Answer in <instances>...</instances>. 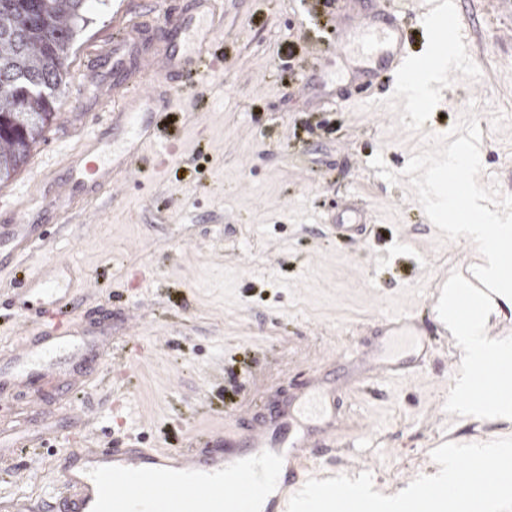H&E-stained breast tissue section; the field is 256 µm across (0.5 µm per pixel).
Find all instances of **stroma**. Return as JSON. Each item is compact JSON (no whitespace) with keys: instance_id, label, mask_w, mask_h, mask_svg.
Returning a JSON list of instances; mask_svg holds the SVG:
<instances>
[{"instance_id":"35a3bbf8","label":"stroma","mask_w":512,"mask_h":512,"mask_svg":"<svg viewBox=\"0 0 512 512\" xmlns=\"http://www.w3.org/2000/svg\"><path fill=\"white\" fill-rule=\"evenodd\" d=\"M402 9L412 64L434 58L421 0H223L212 50L224 69L177 85L178 111L152 116L175 155L120 173L112 198L77 200L69 222L37 214L51 235L22 266L64 259L75 271L71 322L101 348L0 400V431L17 443L0 457V512L28 499L59 512L69 448L121 442L193 446L238 433L270 414L309 377L340 388L336 448L311 462L382 494L434 485L441 465L486 474L503 492L498 449L512 444V401L465 394L470 367L442 321L437 283L475 266L477 249L447 240L403 170L424 135L462 115L446 101L409 109L396 75L375 85L329 41L361 21ZM137 0H98L69 61L56 115L26 164L0 183L10 212L45 177L63 182L65 158L93 131L118 75L114 33ZM469 62L446 91L481 118L480 184L512 189V15L500 0H463ZM399 173L389 183L375 154ZM355 203L371 225L336 235V213ZM419 320L436 336L431 361L393 383L359 377V355L386 321Z\"/></svg>"}]
</instances>
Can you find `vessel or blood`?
I'll return each instance as SVG.
<instances>
[{
    "label": "vessel or blood",
    "instance_id": "1",
    "mask_svg": "<svg viewBox=\"0 0 512 512\" xmlns=\"http://www.w3.org/2000/svg\"><path fill=\"white\" fill-rule=\"evenodd\" d=\"M219 4L220 0H194L191 7L171 11L169 23L161 29L166 50L160 72L141 74L133 91H118L103 102V128L88 133L71 153L66 184L40 186L19 205L13 223L0 225V280L11 281L10 306L28 318L43 316L49 305L58 317L37 341L14 350L10 364L0 368V394L17 380H42L46 362L77 349L76 331L63 321L70 307L62 288L37 274L23 281L10 277L12 266L45 239L42 225L31 223V211L45 209L63 216L75 202L73 189H80L86 200L110 192L117 172L155 143L150 115L176 109L174 80L213 70L208 42L222 31L216 21ZM434 4L437 12L453 18L452 40L456 48H463L458 0H434ZM362 34L363 56L379 57L394 69L402 67L407 33L400 13L385 15L378 26L365 22ZM367 223V213L354 207L336 217L337 231L347 234ZM385 336L400 347L389 355H372L370 369L390 381L414 377L435 346L434 337L410 316L389 320ZM311 387L303 398L286 402L276 415L247 429L244 440L228 435L204 451L145 448L135 438L122 445L71 449L60 476L69 492L64 512H128L132 503L144 500L142 482L148 476L177 502L197 503L198 512H224L225 505L246 498L260 502L261 512H291L289 492L300 494L312 485L310 472L301 469L303 460L336 433L334 388L316 379Z\"/></svg>",
    "mask_w": 512,
    "mask_h": 512
}]
</instances>
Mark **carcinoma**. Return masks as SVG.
Listing matches in <instances>:
<instances>
[{
	"label": "carcinoma",
	"mask_w": 512,
	"mask_h": 512,
	"mask_svg": "<svg viewBox=\"0 0 512 512\" xmlns=\"http://www.w3.org/2000/svg\"><path fill=\"white\" fill-rule=\"evenodd\" d=\"M89 0H0V180L11 176L53 119Z\"/></svg>",
	"instance_id": "1"
}]
</instances>
